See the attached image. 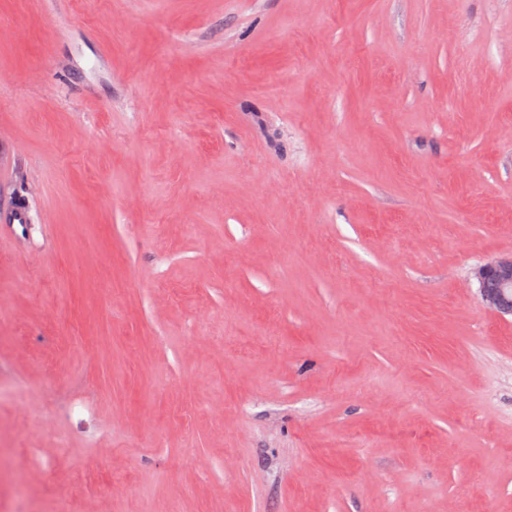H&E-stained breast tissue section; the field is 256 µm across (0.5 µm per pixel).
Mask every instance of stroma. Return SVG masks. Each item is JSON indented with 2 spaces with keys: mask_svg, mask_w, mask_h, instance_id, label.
<instances>
[{
  "mask_svg": "<svg viewBox=\"0 0 512 512\" xmlns=\"http://www.w3.org/2000/svg\"><path fill=\"white\" fill-rule=\"evenodd\" d=\"M510 254L512 0H0V512H512ZM483 305L512 316V257L487 262L474 271Z\"/></svg>",
  "mask_w": 512,
  "mask_h": 512,
  "instance_id": "obj_1",
  "label": "stroma"
}]
</instances>
